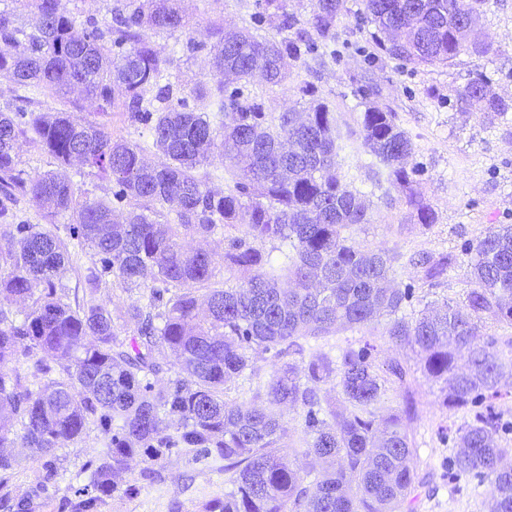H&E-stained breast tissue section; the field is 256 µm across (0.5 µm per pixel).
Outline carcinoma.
I'll return each mask as SVG.
<instances>
[{"label": "carcinoma", "mask_w": 512, "mask_h": 512, "mask_svg": "<svg viewBox=\"0 0 512 512\" xmlns=\"http://www.w3.org/2000/svg\"><path fill=\"white\" fill-rule=\"evenodd\" d=\"M344 3L315 0L312 35L283 0H265L259 13L274 37L248 28L218 32L210 45L215 83L195 94L192 108L182 98L172 104L174 85L160 84L169 60L145 33L183 27L172 0H128L108 28L89 23L80 36L58 0H32L27 25L0 11L1 77L55 95L81 85L103 113L120 91L126 111L153 123L161 152L148 165L139 146L66 112L0 113V235L18 245L0 254V296L28 303L16 314L0 305V448L20 438L42 461L36 488L43 490L58 474V442L77 440L91 424L100 428L107 443L89 476L92 492L63 496L67 512H98L107 499L130 494L134 485L119 477L136 457L146 462L141 479L159 478L174 449L193 461H224L231 489L203 512H399L415 483L413 450L402 415L380 413L386 387L372 363L374 345L325 349L337 330L367 328L380 316L390 318V339L417 348L425 371L446 384L447 402L463 407L496 394L504 363L495 340L481 336L487 312L512 325V224L466 249L476 288L464 304L411 319L413 286H388L400 257L364 252L346 236L370 216L338 160L360 142L377 160L369 179L387 203L395 191L419 223H435L408 167L413 142L395 113L371 103L367 86L357 89L365 104L357 129L311 82L297 86L308 107L276 117L244 93L257 73L287 86L292 63L332 43ZM479 3L363 0L361 21L372 28L375 48L402 66H450L462 55L487 61L490 45L458 34L463 21H479ZM151 88L161 103L155 109L144 99ZM459 99L497 117L512 108L480 75ZM23 124L62 168L77 161L112 180L113 197L130 203L124 219H114L109 202L77 201L62 169L30 175L20 168ZM217 156L222 192L199 173ZM19 197L46 214L72 213L68 239L38 224L10 223L8 203ZM155 205L176 223L152 218L162 215ZM215 234L224 238L220 256L186 244L189 236ZM268 240L278 242L271 251L261 247ZM73 243L93 251L74 307L59 296ZM451 264L448 255L425 252L405 262L427 279L443 277ZM219 266L234 284L214 285ZM107 275L128 294L131 336L116 331L108 303L96 299ZM164 351L169 365L160 359ZM461 352L466 373L455 370ZM266 354L272 363L265 376L257 360ZM167 366L176 377L158 387L153 379ZM244 374L252 381L248 401H225V384ZM288 409L303 416L292 448L283 442ZM498 428L489 406L460 435L449 468L489 482V512H512V466L503 464L508 449L495 439ZM292 455L306 458L307 469H294Z\"/></svg>", "instance_id": "1"}]
</instances>
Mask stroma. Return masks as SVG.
Instances as JSON below:
<instances>
[{
  "label": "stroma",
  "instance_id": "stroma-1",
  "mask_svg": "<svg viewBox=\"0 0 512 512\" xmlns=\"http://www.w3.org/2000/svg\"><path fill=\"white\" fill-rule=\"evenodd\" d=\"M124 2L59 0V10L75 18L77 26H84L91 18L105 27ZM176 3L186 20L185 27L172 33L153 31L149 37L170 61L177 83L175 97L188 98L196 84L212 82L207 49L211 30L230 32L252 27L256 0ZM362 8V0H346L334 27L335 55L305 57L297 62L294 79L313 82L320 96L351 122L361 112L360 100L354 94L360 85L370 86L375 102L396 112L401 128L414 144L409 163L418 170V189L435 210L437 221L418 223L403 202L387 204L381 190L368 178L371 156L352 147L342 152V163L355 186L364 192L371 221L353 227L349 235L364 251L383 250L406 257L419 251L453 256L455 262L443 279L427 281L420 270L407 266L397 270L393 283L414 286L412 313L459 305L474 287L465 246L497 225L512 224V112L493 121L478 106L465 108L458 100L459 91L480 73L512 103V0H484L478 35L491 45L493 55L491 62L481 68L466 55L451 66L399 65L378 52L367 33L360 30L358 14ZM22 108L66 111L79 120L106 124L114 138L140 145L146 161L153 163L159 158L151 125L126 112L122 99H115L112 109L103 115L80 91L63 97L38 90L28 93L0 78V112ZM68 175L78 198L111 201L119 215L128 211V203L114 201L111 182L96 171L76 164L69 167ZM484 324L486 335L494 338L495 349L507 365L506 373L497 385V396L488 404L466 407L446 405L441 382L424 373L410 349L391 342L388 317L379 318L370 329L340 331L328 339L329 346L339 349L374 344L379 371H386L395 360L407 370L405 380L388 379L385 396L386 408L411 413L406 425L414 448L416 480L402 512H488V483L471 475L454 477L448 468L463 430L486 406H493L499 416L502 427L497 443L507 449L505 461L512 465V325L498 322L490 313L485 314ZM105 447L103 434L94 426L79 440L61 442L55 451L58 488L44 495L39 512H59L62 489L84 490L88 483L86 470ZM7 454L15 461L8 484L18 502L30 495L38 464L30 449L19 442ZM228 488L221 464L195 462L174 453L165 460L160 479L139 483L130 496L108 500L100 512H200L204 503L223 497Z\"/></svg>",
  "mask_w": 512,
  "mask_h": 512
}]
</instances>
